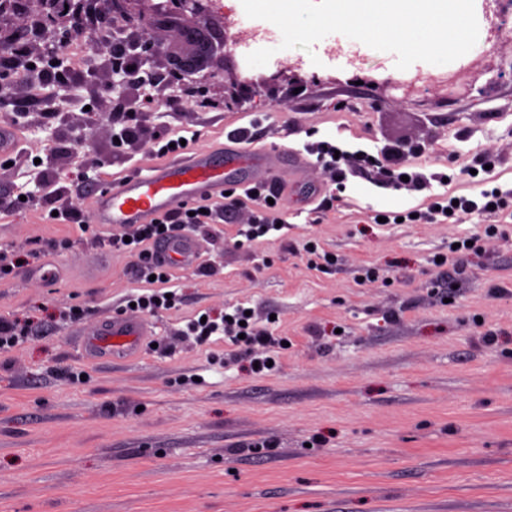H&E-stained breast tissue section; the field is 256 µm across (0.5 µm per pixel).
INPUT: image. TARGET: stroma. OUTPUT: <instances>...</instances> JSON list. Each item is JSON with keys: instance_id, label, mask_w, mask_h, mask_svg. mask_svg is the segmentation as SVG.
Wrapping results in <instances>:
<instances>
[{"instance_id": "1", "label": "stroma", "mask_w": 512, "mask_h": 512, "mask_svg": "<svg viewBox=\"0 0 512 512\" xmlns=\"http://www.w3.org/2000/svg\"><path fill=\"white\" fill-rule=\"evenodd\" d=\"M474 3L480 33L498 35L453 61L465 74L451 90L430 64L400 70L366 47L358 64L318 42L249 66L245 51L281 32L228 5L186 20L227 36L191 80L167 81L161 54L149 85L110 92L106 66L68 51L63 81L91 100L60 122L28 83L11 86L0 120L23 152L0 156V196L16 202L0 244L59 248L41 260L53 281L0 280V318L42 319L0 356V512H512V217L381 221L446 194L512 193V11ZM243 78L256 94L225 106ZM123 112L137 135L118 144ZM241 131L249 147L308 161L273 184L281 230L244 237L257 205L225 171L235 204L191 227L200 259L169 268L178 300L148 316L151 343L119 361L75 344L57 306H88L87 325L105 324L146 287L129 257L96 253L81 232L86 177L111 187L164 161L174 136L194 150ZM323 145L351 154L343 186ZM404 171L422 185L398 182ZM43 173L66 187L72 218L49 219L33 196ZM464 239L479 253L455 276L443 259ZM311 244L329 257L315 269ZM238 306L280 338L273 370L253 373L224 337L183 335Z\"/></svg>"}]
</instances>
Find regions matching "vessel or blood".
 <instances>
[{"label":"vessel or blood","mask_w":512,"mask_h":512,"mask_svg":"<svg viewBox=\"0 0 512 512\" xmlns=\"http://www.w3.org/2000/svg\"><path fill=\"white\" fill-rule=\"evenodd\" d=\"M234 159L240 166L238 187L270 183L281 166L279 151L253 152L242 147L240 139L231 138L221 151L204 150L151 167L117 186L97 195L92 204L94 223L107 226L147 224L162 213L180 210L194 199L220 200L224 197V172L217 154ZM164 263L194 266L198 261L192 237L182 235L157 250ZM150 325L141 319L113 317L108 324L79 333V345L104 353L127 354L151 336Z\"/></svg>","instance_id":"vessel-or-blood-1"}]
</instances>
